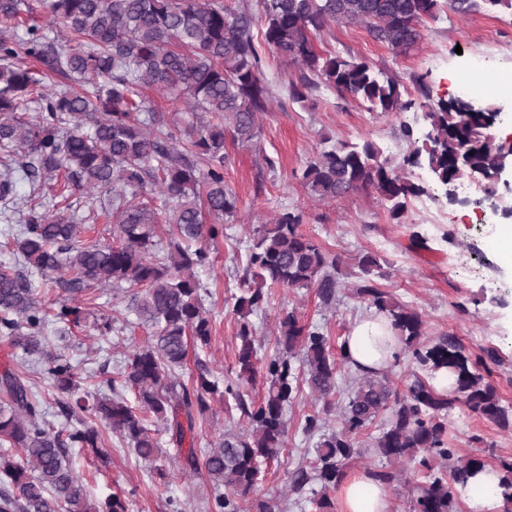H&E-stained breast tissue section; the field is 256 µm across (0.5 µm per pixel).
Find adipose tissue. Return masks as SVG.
Returning <instances> with one entry per match:
<instances>
[{
	"mask_svg": "<svg viewBox=\"0 0 512 512\" xmlns=\"http://www.w3.org/2000/svg\"><path fill=\"white\" fill-rule=\"evenodd\" d=\"M343 351L355 369L380 372L401 358L403 345L390 319L374 312L352 325L344 338Z\"/></svg>",
	"mask_w": 512,
	"mask_h": 512,
	"instance_id": "adipose-tissue-1",
	"label": "adipose tissue"
}]
</instances>
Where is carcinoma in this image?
Returning <instances> with one entry per match:
<instances>
[{
    "label": "carcinoma",
    "instance_id": "1",
    "mask_svg": "<svg viewBox=\"0 0 512 512\" xmlns=\"http://www.w3.org/2000/svg\"><path fill=\"white\" fill-rule=\"evenodd\" d=\"M257 16L221 0H45L50 19L44 26L30 17L27 0H0V216L13 209L24 222L12 234L24 270L0 267V335L44 362L54 388L64 394L61 413L73 420L64 430L46 421L42 400L26 376L7 367L0 373V438L22 451L21 461L0 455V512H127L118 494L93 499L75 472L70 449L82 448L106 459L99 432L86 423H105L149 463L160 456L152 426L166 423L181 449L183 466L205 471L214 488L218 512H241L239 501L263 479V467L285 447L286 408L301 384L328 412L340 392L338 375L347 358L333 353L317 327L300 323L294 313L280 321L278 353L258 366L255 328L246 315L266 302V286L314 288L321 300H336L340 266L310 236L300 231L303 213L284 208L270 224L254 230L247 249L244 288L232 297L239 325L236 379L219 383L198 369L193 386L171 378L182 367L189 346H211L212 321L203 306L198 270L213 261L208 243L224 237V222L236 211L235 194L224 182L226 133L241 144L258 138V115L267 111L270 86L263 54L269 51L302 67L300 84L289 90L301 102L320 86L388 114L411 106L401 102L399 80L365 60L316 51L314 37L335 24L356 25L395 51L405 52L421 39L419 24L446 11L512 13V0H261ZM181 99L195 123L177 138L168 114L145 105L141 89ZM34 105L37 115L23 117ZM423 122L404 126L416 147L402 161L384 154L374 141L337 142L310 161L302 173L309 195L322 201L345 199L372 189L399 218L408 201L430 191L403 170L429 174L450 204H469L457 194L467 178L498 193L497 176L512 164V153L494 134L499 111L468 97L423 103ZM26 184L29 191L20 194ZM83 191L112 214L116 241L82 239L89 217L66 201ZM217 220L208 224L205 216ZM176 226L177 236L160 246L155 228ZM356 295L385 314L404 352L424 372L409 374L406 392L392 387L385 373L355 379L340 408V428L320 433V412L307 415L302 431L319 436L311 470L291 474L293 490L314 482L317 512L332 510L328 492L349 477L358 454L355 437L383 411L389 415L372 437L382 462L414 465L421 482L409 490L408 512H459L470 479L484 472L477 456L454 459L448 447V417L458 405L503 428L512 411L451 336L421 345V315L379 288L380 265L371 255L359 260ZM43 288H65L69 298L50 306L38 299ZM94 284L138 289L133 311L150 330L147 343L125 360L118 378L101 372L97 384L80 381L64 354L43 346L48 317L76 326L83 320L76 294ZM455 375V388L438 389L435 373ZM262 373L266 391L249 401L241 384ZM135 392V403L119 388ZM235 398L249 428L227 432L197 452V421L214 395ZM496 496L501 512H512V458L499 460Z\"/></svg>",
    "mask_w": 512,
    "mask_h": 512
}]
</instances>
